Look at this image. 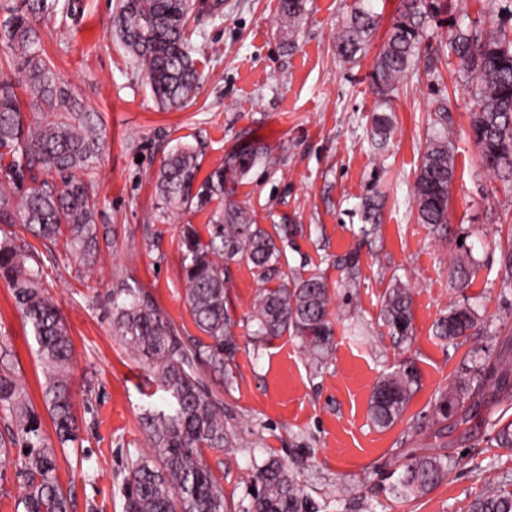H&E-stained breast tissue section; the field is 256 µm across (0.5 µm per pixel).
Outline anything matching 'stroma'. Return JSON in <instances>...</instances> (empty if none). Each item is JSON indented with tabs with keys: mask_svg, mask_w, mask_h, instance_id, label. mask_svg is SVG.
I'll list each match as a JSON object with an SVG mask.
<instances>
[{
	"mask_svg": "<svg viewBox=\"0 0 512 512\" xmlns=\"http://www.w3.org/2000/svg\"><path fill=\"white\" fill-rule=\"evenodd\" d=\"M351 2L305 0L290 42L279 28V0H224L222 16L189 28L202 74L198 94L168 111L107 31L120 0H44V51L97 112L107 139L91 180L110 247L89 270L62 243L35 244L73 341L80 431L58 459L73 512H124L121 471L128 456L147 447L142 416L155 386L112 334L110 290L121 283L145 289L177 328L197 333L184 297L183 239L187 228L203 231L209 214L161 208L154 187L161 162L186 145L206 174L253 141L267 147L270 159L236 183L234 198L255 223L302 225L286 249L288 264L299 277L317 273L327 281L335 347L319 361L293 336L255 342L241 321L258 283L246 262L231 264L226 286L239 346L236 382L227 390L216 378L212 388L239 445L206 454L227 501L246 499L253 461L271 454L287 462L311 512H469L486 479L512 491V452L494 442L499 425L512 420V398L490 397L472 421L443 431L431 420L432 396L459 375L472 351L494 360L512 346V293L500 285L501 253L493 246L494 239L512 238V188L479 162L469 137L472 95L456 64H440L437 77L427 70L431 47L448 36L455 18L486 21L485 0H454L440 22L426 25L418 64L391 102L393 133L379 155L370 147L377 107L370 73L382 38L374 36L355 62L336 57L334 36ZM447 100L456 164L448 233L441 238L419 223L411 193L434 111ZM375 170L386 204L377 232L364 238L357 210ZM459 237L475 260L460 292L448 286ZM352 251L360 264L350 288L337 261ZM397 279L413 293L414 330L403 342L379 318ZM464 300L481 316L480 329L457 344H439L433 324ZM0 345L11 352V373L40 413L47 441L56 443L32 329L1 280ZM404 361L417 369L418 384L403 420L379 429L369 415L374 386ZM429 452L447 456V480L423 497L396 500L390 487L410 456Z\"/></svg>",
	"mask_w": 512,
	"mask_h": 512,
	"instance_id": "stroma-1",
	"label": "stroma"
}]
</instances>
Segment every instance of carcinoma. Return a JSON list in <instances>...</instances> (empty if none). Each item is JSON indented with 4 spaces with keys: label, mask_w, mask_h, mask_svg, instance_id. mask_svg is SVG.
Returning a JSON list of instances; mask_svg holds the SVG:
<instances>
[{
    "label": "carcinoma",
    "mask_w": 512,
    "mask_h": 512,
    "mask_svg": "<svg viewBox=\"0 0 512 512\" xmlns=\"http://www.w3.org/2000/svg\"><path fill=\"white\" fill-rule=\"evenodd\" d=\"M444 0H401L387 28L372 69V83L385 110L371 117L372 145L384 147L391 133L386 110L399 85L416 64L427 18H435ZM0 40L10 49L0 66V224L22 226L36 238L63 240L91 269L100 255L98 201L85 176L98 161L105 134L94 112L83 109L71 86L62 80L41 46L43 0H20L6 7ZM224 0H210L204 9L193 0H121L112 26L126 49L145 71L157 101L180 108L199 90V59L189 46V24L206 11L218 14ZM304 15V0H279L281 31L293 37ZM380 23L372 0H354L336 32V56L345 63L374 36ZM436 59L456 62L458 73L473 89L470 135L482 167L502 183L512 185V26L489 18L478 25L452 24L440 42ZM26 92L21 98L19 90ZM450 106L438 107L439 128L427 138L421 154L412 202L419 223L443 236L447 231L450 187L455 171ZM268 157L265 146L250 143L232 156L228 167L199 178L200 163L192 148L172 152L156 175L162 207L199 211L213 200L224 207L211 213L207 240L186 231L184 245L185 302L199 335L180 331L143 289L122 287L110 293L112 333L151 371L168 399L145 413L148 451L128 458L122 479L125 512H303L301 489L287 465L271 455L253 465L247 504L232 508L224 500V484L207 463L205 450L234 448L237 442L224 426V403L210 378L232 387V365L238 351L233 334L236 321L226 297L229 265H252L257 288L247 322L248 335L270 341L293 334L310 355L319 359L334 346L330 319L331 295L319 275L299 278L288 266L286 247L300 227L253 223L249 211L232 199L229 183ZM383 206L377 189L359 209L361 232L380 224ZM471 249L458 245L452 256L451 284L468 287ZM347 282H356L359 255L340 260ZM0 278L11 288L17 307L30 324L37 344L44 382L43 402L61 446L75 441L77 422L71 390L73 343L65 319L45 286L43 265L31 246L13 235H0ZM501 287L512 289V248L502 255ZM387 333L406 340L413 333L412 293L395 281L381 309ZM479 325L477 312L458 303L438 319L434 338L453 343L471 335ZM8 350L0 351V462L16 454L20 492L11 499L13 512H71L72 495L61 485L57 451L44 442L40 416L6 367ZM417 371L405 365L381 378L374 390L370 418L381 429L392 427L406 413ZM512 395V366L505 359L474 358L459 379L434 395L435 424L469 421L487 394ZM497 447L512 450V421L494 436ZM448 476L441 454L409 459L392 487L401 501L424 496ZM471 512H512V492L498 487L480 491Z\"/></svg>",
    "instance_id": "obj_1"
}]
</instances>
